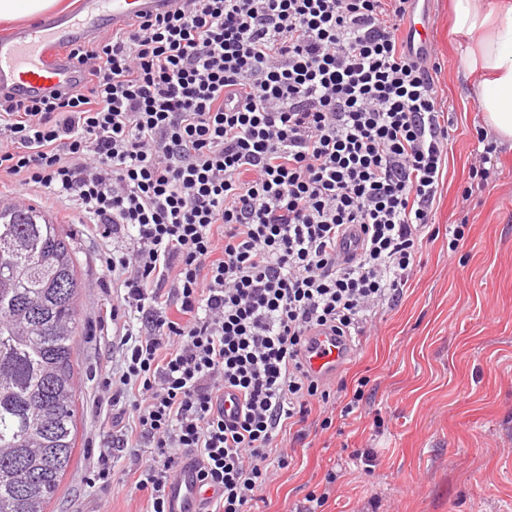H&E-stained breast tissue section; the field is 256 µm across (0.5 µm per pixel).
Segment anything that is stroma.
<instances>
[{
	"label": "stroma",
	"mask_w": 512,
	"mask_h": 512,
	"mask_svg": "<svg viewBox=\"0 0 512 512\" xmlns=\"http://www.w3.org/2000/svg\"><path fill=\"white\" fill-rule=\"evenodd\" d=\"M449 3L424 5L450 140L420 270L354 341L342 377L367 378L362 413L293 443V460L263 490L260 512H293L330 472L337 480L323 512H512V146L498 145L486 185L473 187L470 164L484 114L459 73L467 41L449 33ZM29 196L71 237L83 283L78 449L47 512H145L147 496L135 490L132 470L150 443L124 439L112 408L96 404V370L123 363L102 323L113 302L102 281L112 243L55 196L35 188ZM461 222L465 238L452 254L449 230ZM106 448L114 456L108 487L90 480ZM364 451L376 459L369 473L353 460Z\"/></svg>",
	"instance_id": "35a3bbf8"
}]
</instances>
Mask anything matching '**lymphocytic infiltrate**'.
<instances>
[{
	"instance_id": "1",
	"label": "lymphocytic infiltrate",
	"mask_w": 512,
	"mask_h": 512,
	"mask_svg": "<svg viewBox=\"0 0 512 512\" xmlns=\"http://www.w3.org/2000/svg\"><path fill=\"white\" fill-rule=\"evenodd\" d=\"M413 8L180 0L69 48L89 85L0 95V177L72 198L112 240L124 367L101 371L98 403L151 443L149 512H169L190 454L208 512H255L311 401L324 430L362 411L366 380L329 387L305 356L313 332L363 335L399 298L433 222L448 129Z\"/></svg>"
}]
</instances>
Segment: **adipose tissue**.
I'll list each match as a JSON object with an SVG mask.
<instances>
[{
  "label": "adipose tissue",
  "instance_id": "obj_1",
  "mask_svg": "<svg viewBox=\"0 0 512 512\" xmlns=\"http://www.w3.org/2000/svg\"><path fill=\"white\" fill-rule=\"evenodd\" d=\"M453 30L471 40L460 70L489 134L512 143V0H454Z\"/></svg>",
  "mask_w": 512,
  "mask_h": 512
}]
</instances>
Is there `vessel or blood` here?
Masks as SVG:
<instances>
[{"label": "vessel or blood", "mask_w": 512, "mask_h": 512, "mask_svg": "<svg viewBox=\"0 0 512 512\" xmlns=\"http://www.w3.org/2000/svg\"><path fill=\"white\" fill-rule=\"evenodd\" d=\"M175 0H82L79 13L51 16L37 25L22 28L0 39V88L29 98L66 85L81 86L85 73L62 52L78 40H91L111 26H121L138 16L169 9ZM351 356L349 339L323 332L313 336L305 365L318 378L326 379L343 368ZM197 465L185 459L170 481L172 512H202L211 496L196 480Z\"/></svg>", "instance_id": "b4317fda"}]
</instances>
